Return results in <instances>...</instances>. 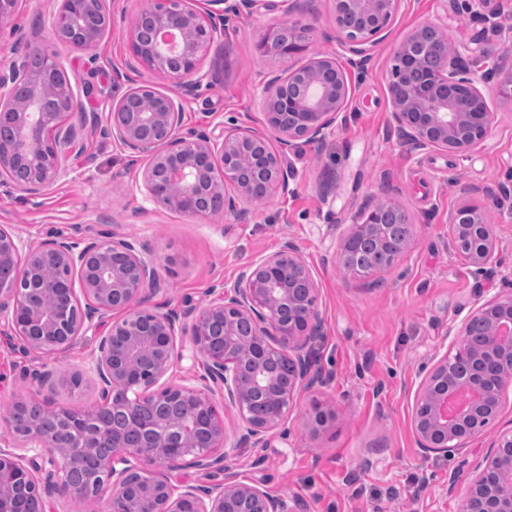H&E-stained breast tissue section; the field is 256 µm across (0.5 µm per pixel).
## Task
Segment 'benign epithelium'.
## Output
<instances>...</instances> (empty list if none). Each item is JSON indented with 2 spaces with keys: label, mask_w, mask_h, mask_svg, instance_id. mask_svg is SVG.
Listing matches in <instances>:
<instances>
[{
  "label": "benign epithelium",
  "mask_w": 512,
  "mask_h": 512,
  "mask_svg": "<svg viewBox=\"0 0 512 512\" xmlns=\"http://www.w3.org/2000/svg\"><path fill=\"white\" fill-rule=\"evenodd\" d=\"M90 0H62V18L54 27L59 46L95 62L93 47L106 25L93 22L85 8ZM201 9L195 0H151L141 16L153 19L145 42L138 39L139 20L132 28L133 54L150 59L151 69L176 79V90L160 92L147 84H131L112 98L106 119L87 111L82 96L93 88L72 83L57 84L45 76L60 68L58 50L38 44L31 53L0 68V125L13 130L0 140V177L31 197L41 195L67 175L66 161L84 152L79 132L90 129L110 137L134 153H151L141 171L147 198L169 210L190 216H206V202L214 195L222 209L233 211L237 200L254 199L256 187L266 194L289 192L296 176L290 157L300 146H319L346 121L351 95L347 67L362 66L371 57L376 36L390 24L403 0H332L336 42L340 53L322 56L270 76L260 91L268 125L277 132V146L269 157V171L243 177L242 159L251 148L266 144L263 136L234 122L217 134L181 132L184 100L200 86L199 67L228 23L243 11L264 8L291 11L290 0H206ZM471 14L485 27L506 39L512 24L501 10L481 8L489 0H471ZM162 29L176 30L181 51L172 57L156 38ZM309 26L280 23L266 28L260 37L262 54L289 59L306 47ZM443 28L422 23L408 33L395 51L400 68L391 72L389 98L392 119L420 150L442 149L463 156L487 135L493 113L464 61L469 48L448 46L438 37ZM42 61L41 71L29 68L30 58ZM28 95L21 111L15 98L21 87ZM149 95L152 105L139 112L125 111L129 99ZM66 101L65 119L57 121L48 111L51 100ZM289 122L281 123L282 116ZM42 162L26 181L14 178L12 164ZM166 181L176 188L167 193ZM475 206L463 205L448 214L454 241L470 242L471 261L478 267L491 263L497 243L494 233ZM399 219L402 208L381 200L362 212V219L342 234L340 248L369 238L383 227L385 218ZM15 269L11 278L0 279V321L10 325L29 352L59 353L78 343L87 333L98 340L93 371L103 402L118 389H136L125 407L130 422L140 426L143 445L132 449L105 422H77L67 428L27 433L12 431L14 444L0 449V512H24L22 498L41 504L45 512L56 505L83 499L81 487L65 477V470L93 464L109 486L94 484L95 497L109 490L106 512H296L283 498L256 485L240 481L203 486L181 483L173 472L194 468L213 473L227 470L229 450L254 441L259 443L281 425L288 404L302 388L324 383L312 371L308 344L319 323L317 286L312 271L293 243L243 267L236 278L212 292L205 315L190 305L163 313L138 307L142 299L162 290L154 252L130 236L76 239L56 235L40 241L24 240L0 226V267ZM481 318L486 334L482 346L456 353L470 363L465 378L453 374L448 355L428 371L415 400L413 429L423 454L459 451L484 426L483 407L501 398L512 385V295L490 300L470 312L459 329L465 336L471 320ZM246 322L261 349L245 365L235 350V326ZM265 347L288 358V387L277 388L275 371L266 361ZM201 356L207 375L169 381L174 360ZM454 391L469 405L448 418V395ZM174 394L188 402L210 406L203 417L207 440L197 444L201 452L187 456L185 440L195 425L163 427L147 410L157 397ZM221 394L224 405L240 420L230 437L224 420L213 406ZM461 512H512V433L502 435L488 448L467 479Z\"/></svg>",
  "instance_id": "benign-epithelium-1"
}]
</instances>
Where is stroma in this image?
Wrapping results in <instances>:
<instances>
[{"mask_svg": "<svg viewBox=\"0 0 512 512\" xmlns=\"http://www.w3.org/2000/svg\"><path fill=\"white\" fill-rule=\"evenodd\" d=\"M150 0H108L112 24L94 53V68L79 55H63L71 80L93 87L112 83L113 70L135 83L172 90L133 55L129 32ZM59 0H20L0 36V66L32 44L53 42ZM292 19L312 23L305 51L289 61L262 56L258 41L269 26ZM443 25L452 42L477 53L495 44L473 19L466 0H403L381 33L365 70L351 73L347 120L320 149L303 147L292 162L291 192L263 204L239 202L234 213L189 216L155 205L135 183L147 155H132L112 140L84 133L85 153L70 158L68 174L33 198L0 186V225L25 239L73 233L129 235L146 241L160 263L164 288L143 306L164 312L185 305L204 309L212 290L261 257L295 244L317 281L320 323L312 345L315 365L330 375L323 386L298 391L282 426L266 442L238 450L230 461L236 480L297 501L299 512H461V491L447 492L457 467L472 470L497 436L512 429V386L496 417L451 456L423 458L412 430L414 395L427 370L459 339L452 331L478 305L512 293V99L496 85L482 90L494 114L487 136L465 159L440 149L404 144L390 112L388 79L394 53L417 25ZM200 63L207 73L185 103L182 128L212 131L230 119L269 135L258 94L267 77L335 55L331 0H298L292 15L255 13L233 23ZM391 198L415 229L409 249L388 269L356 278L336 263L341 235L362 206ZM477 206L499 247L492 264L477 270L453 241L448 214ZM0 324V405L17 399L72 409L99 405L90 370L94 343L68 353H24ZM55 372L52 388L27 379L28 371ZM80 376L73 384L72 376ZM332 417L308 422L313 404Z\"/></svg>", "mask_w": 512, "mask_h": 512, "instance_id": "stroma-1", "label": "stroma"}]
</instances>
